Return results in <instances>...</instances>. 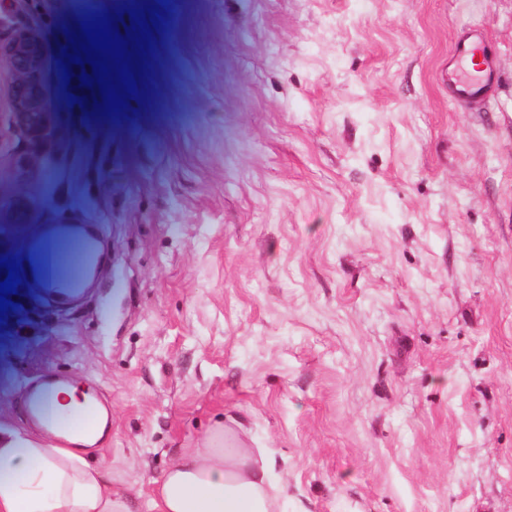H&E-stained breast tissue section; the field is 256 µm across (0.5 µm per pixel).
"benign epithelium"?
<instances>
[{
  "mask_svg": "<svg viewBox=\"0 0 512 512\" xmlns=\"http://www.w3.org/2000/svg\"><path fill=\"white\" fill-rule=\"evenodd\" d=\"M22 3L13 0L12 10L0 13V63L7 62L12 75L10 126L0 128V160L6 158L16 173L38 179L50 147L43 133L52 128L57 108L52 85L40 75L45 42L33 26L15 19Z\"/></svg>",
  "mask_w": 512,
  "mask_h": 512,
  "instance_id": "benign-epithelium-1",
  "label": "benign epithelium"
}]
</instances>
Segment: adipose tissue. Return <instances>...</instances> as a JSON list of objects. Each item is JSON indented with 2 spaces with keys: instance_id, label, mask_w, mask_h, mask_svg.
Segmentation results:
<instances>
[{
  "instance_id": "ef3b65f1",
  "label": "adipose tissue",
  "mask_w": 512,
  "mask_h": 512,
  "mask_svg": "<svg viewBox=\"0 0 512 512\" xmlns=\"http://www.w3.org/2000/svg\"><path fill=\"white\" fill-rule=\"evenodd\" d=\"M265 449L219 427L183 449L159 480L149 512H276L281 490ZM0 512H132L115 489L111 462H89L82 447L0 432Z\"/></svg>"
}]
</instances>
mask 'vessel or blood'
Returning <instances> with one entry per match:
<instances>
[{
    "label": "vessel or blood",
    "mask_w": 512,
    "mask_h": 512,
    "mask_svg": "<svg viewBox=\"0 0 512 512\" xmlns=\"http://www.w3.org/2000/svg\"><path fill=\"white\" fill-rule=\"evenodd\" d=\"M499 82L497 70L488 52L486 38L480 33L459 36L452 50L448 65V90L456 103L465 105L485 104ZM100 225L91 224L71 215L40 225L37 233L29 236L16 254L30 273L33 287L39 288L54 299L63 294L57 283V268L47 256L50 247H66L89 238H101ZM75 380L48 376L24 392V404L29 420L39 426L58 444L71 446L74 439L93 441L97 430L110 429L112 415L97 394L84 391L78 404L67 413H59L52 404L55 394L76 388Z\"/></svg>",
    "instance_id": "obj_1"
}]
</instances>
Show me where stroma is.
<instances>
[{"label": "stroma", "mask_w": 512, "mask_h": 512, "mask_svg": "<svg viewBox=\"0 0 512 512\" xmlns=\"http://www.w3.org/2000/svg\"><path fill=\"white\" fill-rule=\"evenodd\" d=\"M147 0H26L63 73L66 15ZM136 98L53 126L111 252L75 304L0 319V428L71 374L112 404L96 455L140 503L236 417L281 512H512V0H193L169 6ZM484 33L501 83L463 111L443 71Z\"/></svg>", "instance_id": "35a3bbf8"}]
</instances>
